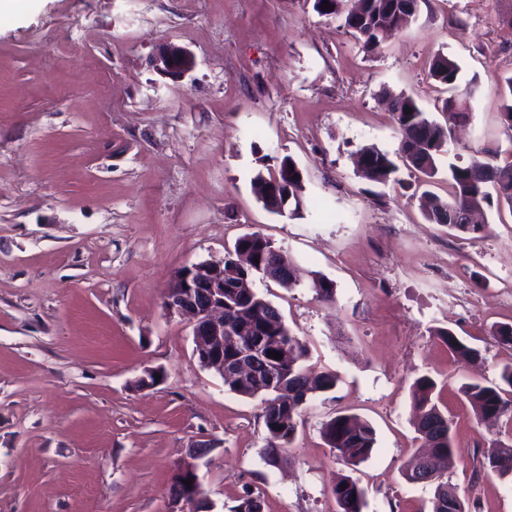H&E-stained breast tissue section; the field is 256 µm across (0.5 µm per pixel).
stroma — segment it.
<instances>
[{"mask_svg": "<svg viewBox=\"0 0 512 512\" xmlns=\"http://www.w3.org/2000/svg\"><path fill=\"white\" fill-rule=\"evenodd\" d=\"M0 15V512H171L175 466L199 474L215 512L245 490L263 512H338L331 485L355 474L366 512H431L402 476L419 446L412 385L437 383L456 448L444 469L469 512H512V479L472 481L512 423L479 421L463 383L499 381L512 347V210L485 209L478 236L431 223L414 189L448 194V166L512 160L501 90L512 76V0H420L373 47L314 0H22ZM175 41L197 61L176 81L152 63ZM454 59L471 89L454 125L434 80ZM454 126L437 173L358 177L366 146L395 151L388 93ZM303 171L300 214L257 202L260 167ZM286 250L300 283L255 280L335 390L310 401L291 445L264 458L261 400L228 390L164 306L174 273L219 261L247 232ZM332 280L320 301L313 276ZM451 330L480 356H451ZM156 373L159 383L137 387ZM349 410L376 431L351 469L321 436Z\"/></svg>", "mask_w": 512, "mask_h": 512, "instance_id": "1", "label": "stroma"}]
</instances>
